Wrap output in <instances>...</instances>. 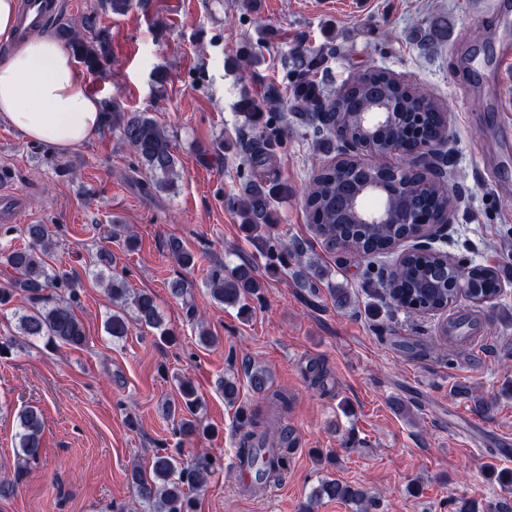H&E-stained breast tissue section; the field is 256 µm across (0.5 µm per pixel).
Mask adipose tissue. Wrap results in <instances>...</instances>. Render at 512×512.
I'll list each match as a JSON object with an SVG mask.
<instances>
[{
  "instance_id": "obj_1",
  "label": "adipose tissue",
  "mask_w": 512,
  "mask_h": 512,
  "mask_svg": "<svg viewBox=\"0 0 512 512\" xmlns=\"http://www.w3.org/2000/svg\"><path fill=\"white\" fill-rule=\"evenodd\" d=\"M16 0H0V120L24 138L63 151L92 139L101 106L79 79L71 54L47 33L14 37Z\"/></svg>"
}]
</instances>
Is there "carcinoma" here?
I'll return each instance as SVG.
<instances>
[{
	"mask_svg": "<svg viewBox=\"0 0 512 512\" xmlns=\"http://www.w3.org/2000/svg\"><path fill=\"white\" fill-rule=\"evenodd\" d=\"M58 36L66 43L73 56L87 70L98 73L104 61L112 54V43L106 28L98 23L94 14L85 16L80 27L61 28ZM377 91L399 101L406 113L422 115V128L431 135L440 136L445 131L443 111L436 100L414 83L400 84L383 71L361 73L350 88L332 98L324 97L320 90L297 75V108L310 111L325 128L328 138L335 136L336 124H341L347 137L359 139L363 135L360 112L367 95ZM102 125L120 132L121 138L134 152L137 164L149 172L152 179L143 184L146 191H162L173 187L177 173V157L174 153L167 129L146 112H125L115 105L103 108ZM277 145L276 140L264 141V148L251 153L249 164L261 167L269 157V151ZM356 171L349 160H343L319 171L304 190V204L309 213L313 230L324 248L330 252L341 251L360 261L375 255L388 253L393 240L408 228L403 224H342L336 201L341 187L354 180ZM293 188L286 183L267 184L249 179L243 183L239 193L227 199V206L240 219V230L254 246L256 252L266 259V274L276 275L287 266L286 257L293 256L297 264L310 271L316 282L324 272L310 261H303V248L294 243L285 245L268 234L275 222L273 202L286 196ZM411 204L421 215L433 218L451 206L448 190L440 181L430 186L412 188ZM27 239L22 247L0 248V265L17 273L10 288L0 289V306L10 305L18 293L26 294L31 307L15 312L19 336H0V355L11 352L18 338H37L48 346L66 345L81 349L88 343L84 325L73 309L78 292L83 287L80 276L74 271L49 264L52 250V230L49 224H26L20 229ZM168 255L180 268L193 269L199 256L182 240L171 238L167 243ZM95 265L100 270L92 278L105 286L113 309L104 321L105 331L114 340L128 335L131 321L156 331L165 343L176 341L175 333L163 321L156 297L148 292H134L127 288L124 280L115 274H105L112 266V257L107 252L98 254ZM455 279V270L438 255L410 254L395 263L382 288L396 306L412 311H436L448 307V298L456 297L450 288ZM205 284L213 300L235 307L239 315H249V300L260 295L265 283L256 274V267L242 262L231 268L222 263L213 264L208 270ZM67 290L68 297L53 300L47 291ZM499 293L495 271L489 267L474 266L470 270V284L466 297L474 304L485 296ZM251 389L261 394L268 391L269 376L259 369L244 367ZM181 403L171 404L168 414L177 421L180 441L190 442L205 437L209 426L198 417L201 398L189 380L178 384ZM15 448L17 457L24 463L36 462L42 455L43 414L35 407H25L17 414ZM295 447L292 432L282 429L273 431L267 413L257 409L242 413L237 454L251 464L263 468L262 476L278 475L288 469V454ZM217 460L202 456L185 464L174 455L156 453L149 462V471L136 466L131 471V480L138 498V506L145 512H194L195 499L192 491L201 487L206 477L215 470ZM327 497L360 506L359 512H372L374 500L363 491L339 480L322 482L314 491L313 499Z\"/></svg>",
	"mask_w": 512,
	"mask_h": 512,
	"instance_id": "obj_1",
	"label": "carcinoma"
}]
</instances>
